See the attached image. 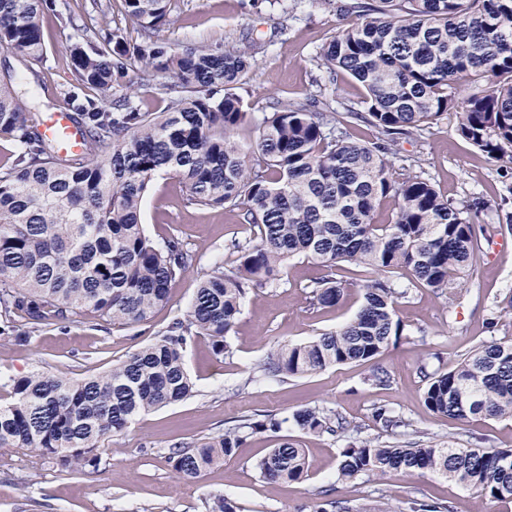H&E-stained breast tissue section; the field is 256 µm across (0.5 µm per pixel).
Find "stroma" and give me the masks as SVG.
I'll use <instances>...</instances> for the list:
<instances>
[{"mask_svg": "<svg viewBox=\"0 0 512 512\" xmlns=\"http://www.w3.org/2000/svg\"><path fill=\"white\" fill-rule=\"evenodd\" d=\"M83 23L119 26L128 39L138 37L136 24L122 12L121 0H111L104 15L95 11L93 0H58L57 11L42 17L48 62L27 76L37 111L53 112L65 102L74 81L67 45L74 25ZM337 23L336 15L314 0H298L290 14L266 2L256 11L248 0H170L169 21L158 37L173 45H215L234 40L243 30L263 36L265 50L242 91L247 110L258 123L276 100H316L339 112L363 111L359 84L346 78L328 86L317 67L315 52ZM391 160L395 168L420 175L454 203L480 197L490 207L502 203L512 211V164L487 160L458 135L452 117L432 125L422 139L400 137ZM142 211L154 241L178 236L199 257L197 266L174 284L168 303L149 322L136 326L86 320L46 328L26 345L1 337L0 379L36 370L71 378L108 370L187 314L202 276L216 262L233 261L232 240L258 233L240 223L236 208L189 204L184 185L166 176L154 181ZM326 273L310 259L295 258L277 284L249 293L231 336V356L215 355L207 337H194L185 352L194 384L191 397L142 415L112 435L101 474L60 472L32 448L0 456V512H204V499L214 495L236 504L239 512H312L325 489L355 512L380 500L396 512H410L416 498L446 503L451 512H512V501L481 504L468 487L432 472L337 482L343 443L329 436H303L309 469L298 482L260 478L255 464L277 444L268 432L248 439L234 457L195 481L175 474L169 456L176 445L222 434L245 415L282 418L314 406L335 410L366 437L381 434L371 419L373 407L388 405L411 420L422 440L512 448V418L457 422L435 413L424 401L426 383L417 372L423 361L430 368L448 370L482 342L512 338V314H499L496 327L487 325L491 310L512 295V232L502 231L486 246L478 272L459 300L451 302L428 288L411 287L408 297L397 303V315L408 332L391 340L373 360L303 377L264 376L261 365L282 344L309 341L351 319L363 301V285L375 276L370 268L340 264L336 274L346 285L344 296L336 307L322 309L311 305L308 287ZM379 369L390 374V386L371 384V375Z\"/></svg>", "mask_w": 512, "mask_h": 512, "instance_id": "stroma-1", "label": "stroma"}]
</instances>
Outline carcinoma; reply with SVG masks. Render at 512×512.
Returning <instances> with one entry per match:
<instances>
[{
  "mask_svg": "<svg viewBox=\"0 0 512 512\" xmlns=\"http://www.w3.org/2000/svg\"><path fill=\"white\" fill-rule=\"evenodd\" d=\"M139 27L103 32L77 26L68 52L75 83L66 96L85 150L62 157L40 129L37 113L17 91L11 69L0 76V137L16 146L0 167V334L20 345L32 333L98 318L120 326L143 323L167 304L173 284L195 256L173 235L156 245L147 237L141 207L158 175L179 179L193 205L242 207V222L257 240L232 241L235 262L215 264L200 282L191 308L155 342L102 373L80 380L33 372L1 384L0 455L35 448L62 472L97 473L105 442L137 417L192 393L184 353L206 336L217 356L232 353L228 337L252 288L281 280L284 266L303 256L333 269L341 262L372 267L355 316L334 331L284 344L261 371L271 377L306 376L369 361L406 325L396 304L408 296L393 277L400 270L449 301L477 273L493 227L475 226L488 210L481 198L457 206L427 180L393 169L389 155L399 135L422 136L445 115L459 135L496 162H512V0H315L339 18L319 48L317 64L330 84L340 75L364 90L365 120L376 141L350 137V120L309 104H271L259 124L261 161L250 164L236 130L248 123L237 89L262 49L253 34L222 47H175L161 41L169 0H122ZM46 0H0V50L29 66L47 62L40 15ZM137 64L141 80L170 78L165 112H143L133 89L119 96L117 79ZM394 204L386 224L374 217ZM314 306L332 308L344 294L333 275L310 285ZM29 325L18 329L17 322ZM425 404L453 420L512 418V340L491 339L454 368L430 372ZM373 422L404 435L411 422L377 405ZM302 434L357 437L341 449L337 480L434 472L482 500L512 501V449L461 448L436 442L400 445L360 438L340 414L308 407L292 414ZM281 421L244 417L213 438L179 445L169 457L185 481L198 479L233 456L259 430ZM308 460L298 440L285 439L257 464L268 481H299ZM411 512H450L436 501L414 500Z\"/></svg>",
  "mask_w": 512,
  "mask_h": 512,
  "instance_id": "obj_1",
  "label": "carcinoma"
}]
</instances>
